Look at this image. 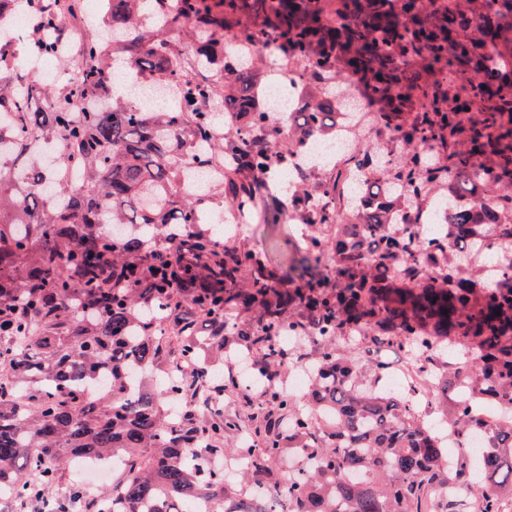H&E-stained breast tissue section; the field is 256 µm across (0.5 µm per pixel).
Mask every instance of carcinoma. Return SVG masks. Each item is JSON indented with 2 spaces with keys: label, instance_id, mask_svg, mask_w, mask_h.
Returning a JSON list of instances; mask_svg holds the SVG:
<instances>
[{
  "label": "carcinoma",
  "instance_id": "carcinoma-1",
  "mask_svg": "<svg viewBox=\"0 0 512 512\" xmlns=\"http://www.w3.org/2000/svg\"><path fill=\"white\" fill-rule=\"evenodd\" d=\"M85 0H17L25 41L56 56L55 27L80 21ZM101 23L81 49L75 84L52 89L20 66L21 45L0 39V480L18 498L29 476L57 490L84 452L128 462L112 512H168L204 496L220 512H263L255 482L288 497L289 512H457L432 508V489L477 485L478 512L512 495V0H101ZM185 27L187 45L172 32ZM271 45L302 79L301 108L276 118L253 54ZM176 101L141 109L114 95V59ZM203 70L216 79L199 77ZM355 78L373 112L377 151L348 153L288 197L306 226L288 281L245 242L202 222L215 194L229 212L280 221L273 158L300 163L317 138L336 140L356 102L337 87ZM83 111L76 112L77 105ZM237 118L227 136L214 130ZM57 145L54 163L30 151ZM217 178L201 191L187 167ZM77 165L79 188H50ZM476 251L492 264L478 268ZM472 348L443 379L466 394L455 423L462 448L410 400L378 388L384 368L364 344L417 358L437 342ZM307 362L308 405L276 380ZM343 341L353 345L340 351ZM252 360L259 394L224 379L209 358ZM179 375L145 386L149 374ZM236 397L251 442L228 448L239 419L210 405ZM500 414L487 420L486 407ZM303 455L285 480L286 451ZM245 454L237 484L210 466Z\"/></svg>",
  "mask_w": 512,
  "mask_h": 512
}]
</instances>
